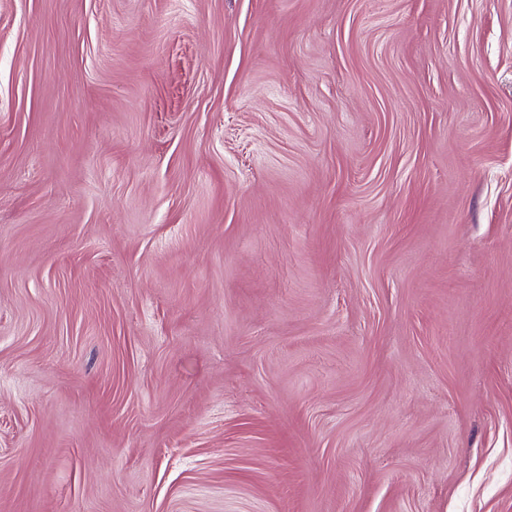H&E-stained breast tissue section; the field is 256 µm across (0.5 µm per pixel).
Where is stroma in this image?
Here are the masks:
<instances>
[{"label":"stroma","instance_id":"obj_1","mask_svg":"<svg viewBox=\"0 0 512 512\" xmlns=\"http://www.w3.org/2000/svg\"><path fill=\"white\" fill-rule=\"evenodd\" d=\"M0 512H512V0H0Z\"/></svg>","mask_w":512,"mask_h":512}]
</instances>
